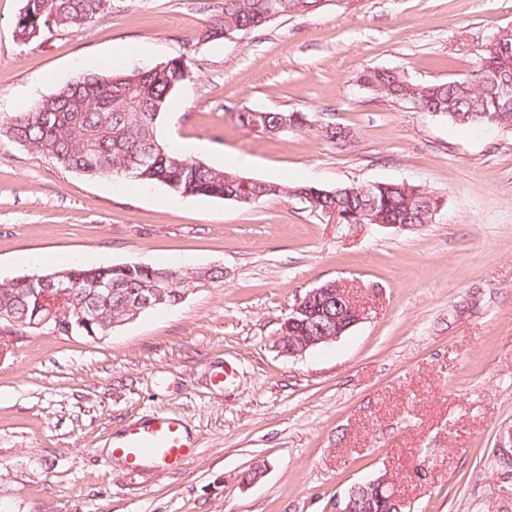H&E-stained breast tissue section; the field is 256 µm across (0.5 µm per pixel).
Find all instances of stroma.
Returning a JSON list of instances; mask_svg holds the SVG:
<instances>
[{
  "mask_svg": "<svg viewBox=\"0 0 512 512\" xmlns=\"http://www.w3.org/2000/svg\"><path fill=\"white\" fill-rule=\"evenodd\" d=\"M222 2L112 0L80 31L21 44L22 0H0V113L90 69L178 56ZM505 28L512 0H331L197 44L160 126L164 141L202 143L211 166L252 157V179L419 186L443 200L431 224H331L296 197L243 206L91 179L0 133L1 280L38 250L224 271L102 338L0 343V512H336L383 474L411 512H512V131L453 125L357 82L371 67L456 78ZM252 109L309 122L260 134L238 120ZM329 125L350 130L346 145ZM329 281L352 287L366 319L282 353L293 305ZM224 367L235 378L215 385ZM156 414L196 451L130 472L110 447Z\"/></svg>",
  "mask_w": 512,
  "mask_h": 512,
  "instance_id": "stroma-1",
  "label": "stroma"
}]
</instances>
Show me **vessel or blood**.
<instances>
[{
	"mask_svg": "<svg viewBox=\"0 0 512 512\" xmlns=\"http://www.w3.org/2000/svg\"><path fill=\"white\" fill-rule=\"evenodd\" d=\"M194 446L182 423L164 414L129 425L113 452L120 456L128 469L140 472L181 464L192 454Z\"/></svg>",
	"mask_w": 512,
	"mask_h": 512,
	"instance_id": "b4317fda",
	"label": "vessel or blood"
}]
</instances>
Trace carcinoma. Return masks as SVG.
<instances>
[{
    "label": "carcinoma",
    "instance_id": "1",
    "mask_svg": "<svg viewBox=\"0 0 512 512\" xmlns=\"http://www.w3.org/2000/svg\"><path fill=\"white\" fill-rule=\"evenodd\" d=\"M112 0H24L14 23V37L26 44L52 29L78 31L105 13L103 2ZM327 0H224L220 13L201 32L207 39L239 38L275 22L274 16L314 13ZM182 56L137 70L132 66L112 69L104 76L86 72L38 100L26 112L0 115V130L16 143L39 153L54 164L88 178L109 176L140 184H163L181 197L208 196L241 205L270 197H294L305 187L244 177L231 169H219L186 158L171 149L159 135V127L177 89L188 78ZM368 91L394 100L417 103L424 112L451 124L512 129V30L493 36L467 75L448 81L419 84L398 68H373L358 78ZM285 112L251 110L238 119L258 133L281 127ZM146 164L126 171L134 159ZM316 192L307 206L317 212H335L344 224H430L435 215L434 195L418 186L375 183L368 188L349 184ZM65 288L32 285L22 275L0 284V321L12 318L21 326L43 312L48 299L62 301L73 332L44 330L66 336H105L112 322L125 317L145 288L164 294L158 307L180 304L182 286L208 288L223 279V271L172 269L131 262L112 266L79 264L57 269ZM109 288L111 294L98 295ZM292 335L306 336L323 327H336V299L325 293L322 300L305 305L291 315Z\"/></svg>",
    "mask_w": 512,
    "mask_h": 512
}]
</instances>
